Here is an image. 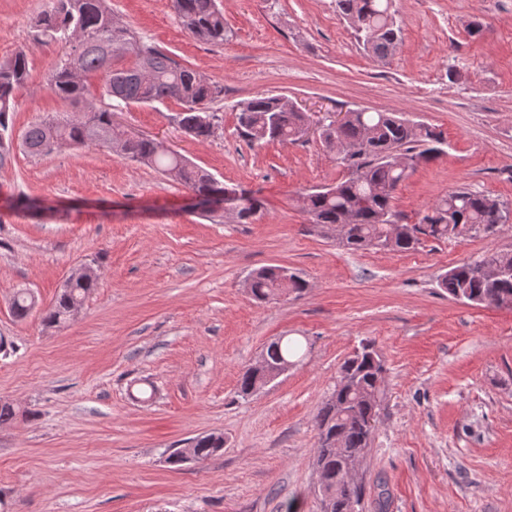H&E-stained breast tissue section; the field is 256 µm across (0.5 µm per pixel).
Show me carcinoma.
I'll return each instance as SVG.
<instances>
[{"label":"carcinoma","mask_w":512,"mask_h":512,"mask_svg":"<svg viewBox=\"0 0 512 512\" xmlns=\"http://www.w3.org/2000/svg\"><path fill=\"white\" fill-rule=\"evenodd\" d=\"M336 12L354 30L368 55L386 60L394 56L402 42V28L392 10V0H335ZM183 28L196 40L222 44L226 35L224 13L217 0H172ZM33 43L62 42L67 50L48 75V84L59 98L83 105L75 117H48L31 124L22 136V147L31 156H46L61 146L75 149L107 148L119 156L148 166L176 181L195 195L208 199L224 193V183L193 165L183 155L167 150L148 138L128 139L112 122L115 111L130 105L163 104L179 101L177 115L181 131L194 140L213 136L217 114L212 105L224 87L198 74L144 40L130 26L112 17L107 0H50L47 9L33 20ZM132 57L124 66L119 61ZM103 80L100 107L88 100V80ZM29 77V60L23 51L0 61V131L8 128V115L15 111L16 92ZM306 114L276 95H258L238 107L239 134L251 142H291L300 139ZM323 146L343 147L340 164L347 175L332 187L303 195V206L311 223L323 232H333L345 216L348 225L341 244L352 251L371 249L406 253L429 241L459 239L483 234L480 226L497 218L509 220V203L488 194L459 189L436 201L414 224L402 222L394 209L396 191L408 177L395 157L406 155L418 162L442 152V132L415 123L397 112L349 110L338 125L326 123L320 130ZM247 206L235 214L240 224H248L261 209L259 199L245 196ZM496 264L512 270V251L491 252L463 262L442 277L440 287L448 296L472 305L493 308L504 299L512 300V274L490 284L482 267ZM98 275L91 272L73 284H63L54 304L46 310L49 326L66 323L83 300L97 286ZM252 296L269 302L292 293L300 294L308 282L300 274L281 266H266L249 277ZM35 296L27 288L15 292L11 310L25 319L35 307ZM298 346L277 339L270 342L264 357L267 368L247 369L239 379V392L250 395L264 386L275 369L293 363ZM385 367L375 344H361L339 370L330 396L315 416L318 449L315 467L334 505L361 503L363 488L349 475V467L364 459L378 421L384 394ZM193 461L204 462L224 449V436L208 434L191 441Z\"/></svg>","instance_id":"carcinoma-1"}]
</instances>
